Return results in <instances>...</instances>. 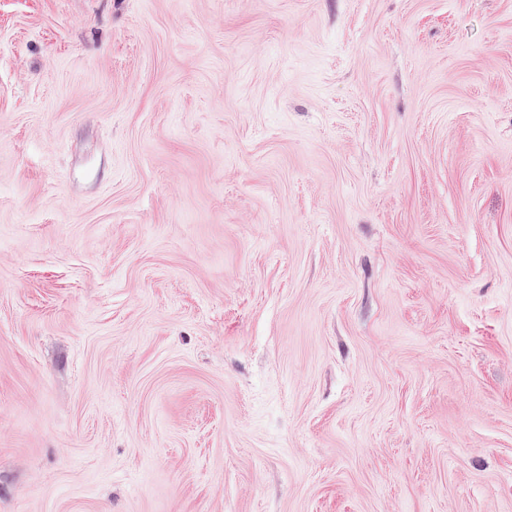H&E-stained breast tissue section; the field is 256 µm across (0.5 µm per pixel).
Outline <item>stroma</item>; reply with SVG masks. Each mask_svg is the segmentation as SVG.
Here are the masks:
<instances>
[{
  "mask_svg": "<svg viewBox=\"0 0 512 512\" xmlns=\"http://www.w3.org/2000/svg\"><path fill=\"white\" fill-rule=\"evenodd\" d=\"M0 512H512V0H0Z\"/></svg>",
  "mask_w": 512,
  "mask_h": 512,
  "instance_id": "35a3bbf8",
  "label": "stroma"
}]
</instances>
